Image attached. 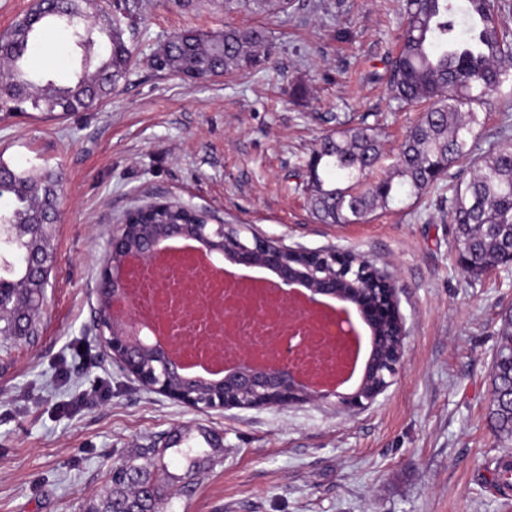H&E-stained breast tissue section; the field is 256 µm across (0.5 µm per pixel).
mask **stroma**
Instances as JSON below:
<instances>
[{
  "label": "stroma",
  "mask_w": 512,
  "mask_h": 512,
  "mask_svg": "<svg viewBox=\"0 0 512 512\" xmlns=\"http://www.w3.org/2000/svg\"><path fill=\"white\" fill-rule=\"evenodd\" d=\"M135 2L125 21L135 64L98 110L0 112V157L63 178L38 336L0 343V512H88L114 464L175 433L200 465L167 452L158 512H512L491 489L512 447L488 424L512 266L462 271L444 182L359 224L320 223L309 203L306 164L337 121L376 127L388 173L418 118L387 91L396 0H300L271 18L225 15L224 0ZM228 23L270 33L279 50L268 69L197 81L153 66L175 33ZM294 83L305 97L290 95ZM169 200L392 272L407 337L390 385L356 409L330 399L229 410L143 386L96 336L99 271L122 212ZM206 430L217 447L202 444Z\"/></svg>",
  "instance_id": "35a3bbf8"
}]
</instances>
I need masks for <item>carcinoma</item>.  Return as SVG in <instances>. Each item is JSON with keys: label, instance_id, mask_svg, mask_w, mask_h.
Here are the masks:
<instances>
[{"label": "carcinoma", "instance_id": "cac0c4a2", "mask_svg": "<svg viewBox=\"0 0 512 512\" xmlns=\"http://www.w3.org/2000/svg\"><path fill=\"white\" fill-rule=\"evenodd\" d=\"M285 0H224V12L253 16L286 14ZM130 6L96 0H33L29 10L0 35V62L7 80L0 104L16 110L69 114L100 106L129 72L131 51L122 17ZM62 28L76 58L73 78L58 82L40 71L30 45ZM277 44L257 26H226L219 32L184 30L152 57L160 71L196 80L251 72L269 62ZM512 83V35L500 25L495 0H406L398 53L391 63L392 98L421 113L403 137L394 172L375 175L381 148L368 125L325 135L308 162L313 210L325 224H357L376 206L398 196L420 197L448 178V223L463 270L481 274L512 262V147L490 146L482 138L479 110ZM461 170L452 172L455 167ZM62 190L60 174L19 170L0 158V339L22 331L34 336L37 321L20 322L15 305L36 312L44 302L52 268V226ZM202 211L167 201L137 206L121 224L192 223ZM488 420L495 437L512 443V315L499 332ZM142 448L112 466V489L91 512H156L158 482L167 476L168 449ZM145 459L149 464H141Z\"/></svg>", "mask_w": 512, "mask_h": 512}]
</instances>
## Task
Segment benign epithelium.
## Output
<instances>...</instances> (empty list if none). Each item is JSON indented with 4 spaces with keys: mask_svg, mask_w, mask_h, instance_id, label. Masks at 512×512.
I'll list each match as a JSON object with an SVG mask.
<instances>
[{
    "mask_svg": "<svg viewBox=\"0 0 512 512\" xmlns=\"http://www.w3.org/2000/svg\"><path fill=\"white\" fill-rule=\"evenodd\" d=\"M235 224H167L144 244L122 247L125 225H112V258L100 269L105 289L108 326L107 347L112 358L149 389L191 407L212 409H249L306 403L316 399L337 398L348 408L372 401L390 384L405 353L406 332L399 314L396 288L391 277L375 274L363 257L355 265L363 269L364 282L345 287L346 280L337 271L350 269L349 256L334 250L308 249L301 262L287 258L285 246L256 237L250 245L229 243V231ZM184 238L196 241L224 260L239 266L270 271L285 288H302L309 298L319 302L328 298L340 307L345 318L339 321L345 336L358 333L353 313H358L370 330V350L360 383L351 393L319 390L302 383L289 355L282 351V364L275 371L254 368L241 361L236 370L220 380H198L186 374L161 350L145 347L126 312L128 271L126 259L135 254L142 261L151 260L156 250L168 240Z\"/></svg>",
    "mask_w": 512,
    "mask_h": 512,
    "instance_id": "benign-epithelium-1",
    "label": "benign epithelium"
}]
</instances>
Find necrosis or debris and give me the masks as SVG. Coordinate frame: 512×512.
Returning <instances> with one entry per match:
<instances>
[{
    "mask_svg": "<svg viewBox=\"0 0 512 512\" xmlns=\"http://www.w3.org/2000/svg\"><path fill=\"white\" fill-rule=\"evenodd\" d=\"M138 317L149 329L176 337L196 359L225 355L248 339V349L263 355L276 352L288 323L287 306L279 298L260 295L246 280L217 279L196 270L180 256L163 267L132 270ZM309 339L294 352L299 368L322 377L335 376L344 361L334 345L332 320L308 318Z\"/></svg>",
    "mask_w": 512,
    "mask_h": 512,
    "instance_id": "necrosis-or-debris-1",
    "label": "necrosis or debris"
}]
</instances>
